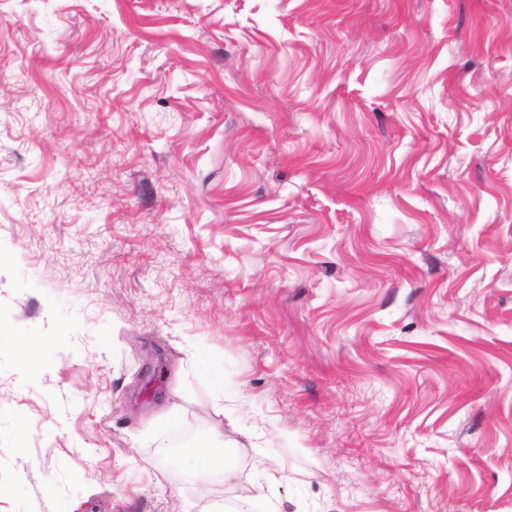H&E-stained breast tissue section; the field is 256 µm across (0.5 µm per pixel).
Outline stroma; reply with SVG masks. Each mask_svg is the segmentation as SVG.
Segmentation results:
<instances>
[{
    "instance_id": "1",
    "label": "stroma",
    "mask_w": 512,
    "mask_h": 512,
    "mask_svg": "<svg viewBox=\"0 0 512 512\" xmlns=\"http://www.w3.org/2000/svg\"><path fill=\"white\" fill-rule=\"evenodd\" d=\"M0 252V512H512V0H0ZM193 452L194 466L197 469L222 474L225 481L235 478V472L224 454L218 455L211 448H195Z\"/></svg>"
}]
</instances>
